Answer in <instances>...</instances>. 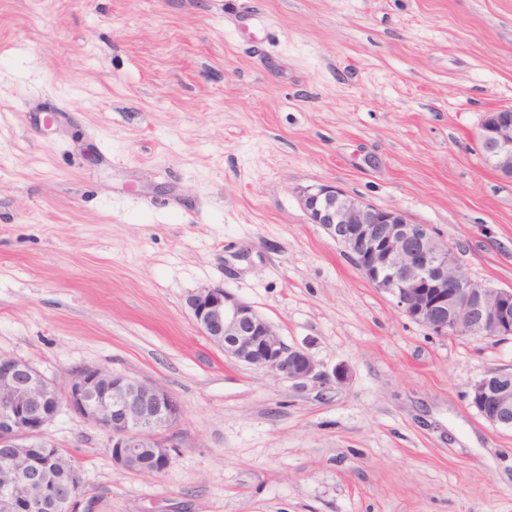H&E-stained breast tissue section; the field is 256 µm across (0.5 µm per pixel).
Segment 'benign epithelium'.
I'll return each instance as SVG.
<instances>
[{"label":"benign epithelium","instance_id":"obj_1","mask_svg":"<svg viewBox=\"0 0 512 512\" xmlns=\"http://www.w3.org/2000/svg\"><path fill=\"white\" fill-rule=\"evenodd\" d=\"M476 141L480 154L512 178V107L490 113ZM311 221L341 246L362 277L388 294L398 310L428 335L512 337V287L473 281L454 251L428 224L398 209L378 208L332 186L301 192ZM186 304L201 330L224 355L277 379L325 383L312 357L287 344L249 302L220 286H204ZM505 370L472 385L470 406L490 426L512 429V387ZM105 432L112 463L123 473L161 474L180 447L184 407L166 386L97 365L68 368L49 378L31 363L0 353V447L18 462L0 478V512H93L76 460L59 456L47 433L62 408Z\"/></svg>","mask_w":512,"mask_h":512}]
</instances>
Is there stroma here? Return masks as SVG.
I'll use <instances>...</instances> for the list:
<instances>
[{
  "label": "stroma",
  "mask_w": 512,
  "mask_h": 512,
  "mask_svg": "<svg viewBox=\"0 0 512 512\" xmlns=\"http://www.w3.org/2000/svg\"><path fill=\"white\" fill-rule=\"evenodd\" d=\"M508 106L512 0H0V353L184 406L159 475L57 415L96 512H512V430L466 398L512 339L427 335L299 197L398 208L512 287V179L475 142ZM207 285L346 379L225 357Z\"/></svg>",
  "instance_id": "1"
}]
</instances>
